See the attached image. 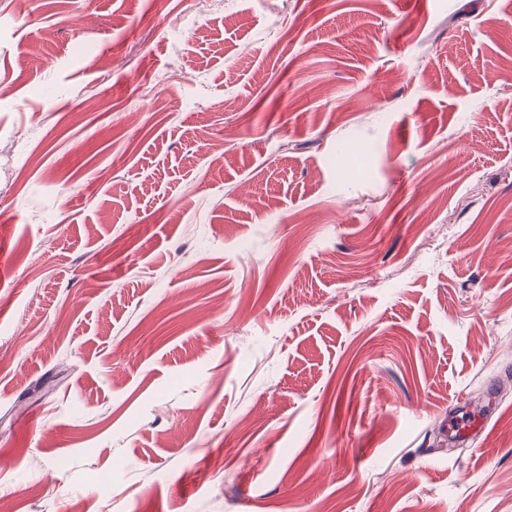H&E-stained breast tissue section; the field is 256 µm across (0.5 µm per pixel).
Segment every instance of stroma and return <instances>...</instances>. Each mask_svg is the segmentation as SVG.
I'll return each mask as SVG.
<instances>
[{
    "mask_svg": "<svg viewBox=\"0 0 512 512\" xmlns=\"http://www.w3.org/2000/svg\"><path fill=\"white\" fill-rule=\"evenodd\" d=\"M0 246L15 512H512V0H0Z\"/></svg>",
    "mask_w": 512,
    "mask_h": 512,
    "instance_id": "1",
    "label": "stroma"
}]
</instances>
